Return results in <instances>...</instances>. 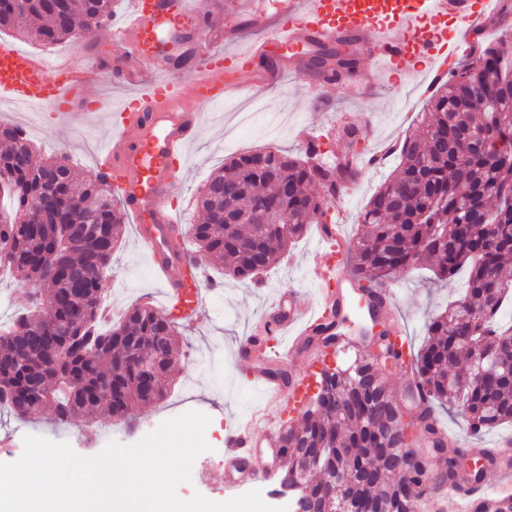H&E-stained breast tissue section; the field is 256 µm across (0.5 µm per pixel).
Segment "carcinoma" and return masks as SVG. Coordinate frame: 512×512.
<instances>
[{
  "label": "carcinoma",
  "instance_id": "obj_1",
  "mask_svg": "<svg viewBox=\"0 0 512 512\" xmlns=\"http://www.w3.org/2000/svg\"><path fill=\"white\" fill-rule=\"evenodd\" d=\"M113 7L114 0H25L20 12L0 9V30L44 45L87 39ZM312 61L347 72L356 66L332 49H320ZM489 140L504 150L478 148ZM465 141L471 146L463 155ZM0 142L10 202L0 209L5 268L33 285L14 321L0 327V387L17 393L0 406L26 418L50 405L55 421L67 424L100 408L123 417L134 404L159 402L180 352L177 322L135 305L110 327L98 326L123 223L120 199L98 173L82 172L64 157L35 161L33 141L11 123H0ZM361 174L347 164L310 166L281 149L236 154L199 191L203 222L191 225L198 252L222 262L224 274L252 280L276 265L343 184ZM21 211L34 213L32 222L15 223ZM280 216L288 227L275 223ZM358 224L362 234L347 258L368 292L421 260L433 263L440 280L467 270L464 296L430 320L416 371L427 397L466 403L473 431L512 423V370L496 366L500 348L512 343V325L497 323L512 298V50L503 41L449 69L422 132L405 138L395 173ZM144 359L147 370L140 369ZM324 392L327 411L308 407L300 426L287 427L288 450L274 482L301 470L327 473L341 483L343 512H361L368 503L417 512L432 491L426 467L417 461L398 468L409 435L398 426L383 370L373 367L370 353L336 366ZM305 455L317 465L306 469Z\"/></svg>",
  "mask_w": 512,
  "mask_h": 512
}]
</instances>
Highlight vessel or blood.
<instances>
[{
    "mask_svg": "<svg viewBox=\"0 0 512 512\" xmlns=\"http://www.w3.org/2000/svg\"><path fill=\"white\" fill-rule=\"evenodd\" d=\"M269 1L277 26L239 50L235 29L213 33L185 0H133L124 20L98 34L115 51L103 66L111 69L114 86L126 92L115 104L85 97L100 68L68 61L55 64L0 41V100L43 106L65 119L79 107L110 111L112 136L99 150L98 170L119 194L137 241L162 281L167 307L190 325L202 314L205 272L202 264L189 261L181 246L174 184L187 164V148L203 127L198 104L263 96L286 72L301 70L300 59L281 56L280 48L302 44L351 43L369 54L376 61L374 69H358L354 76L363 90L395 73L406 58L425 59L424 83L430 88L446 78L449 58L473 50L489 19L498 16L503 6L502 0H249V14H257ZM172 25L194 34L188 80L179 72L159 74L146 66L148 58L157 54L163 30ZM324 239L315 273L329 289L322 293L320 304L304 308L294 296L282 295L267 314L272 335L288 340L286 348L276 353L285 363L306 361L308 336L330 335L331 325H344L362 304L352 275L337 262L348 249L340 226H329ZM239 354L254 363L253 381L270 394L259 418L268 443H275L285 414L301 411L305 383L300 380L284 387L261 367L255 338H247ZM224 446L235 461L224 474L226 489L259 481L263 461L251 423L231 428ZM511 452V442H499L496 450L484 453L485 476L460 473L437 481L436 486L452 499L456 512H512V462L507 459ZM490 473L496 483L487 482Z\"/></svg>",
    "mask_w": 512,
    "mask_h": 512,
    "instance_id": "b4317fda",
    "label": "vessel or blood"
}]
</instances>
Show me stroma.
<instances>
[{
  "label": "stroma",
  "instance_id": "obj_1",
  "mask_svg": "<svg viewBox=\"0 0 512 512\" xmlns=\"http://www.w3.org/2000/svg\"><path fill=\"white\" fill-rule=\"evenodd\" d=\"M429 97L425 87L408 85L406 76L360 94L350 83L335 84L313 97L305 90L300 77L288 74L283 82L261 101V117L242 140L240 151L303 149L310 140H318L329 155L344 154L351 128H361L372 145L399 144L406 136L417 133L423 107ZM201 136L188 148V165L175 187L183 227L200 223L194 199L208 175L229 156L224 148V105L204 104ZM112 135L108 113L97 114L85 122L61 123L50 113H43L35 140L37 154L65 156L77 166L96 169V151ZM393 166L384 163L365 170L353 193L335 206L338 224L347 236L359 228L358 216L381 181ZM319 229L309 225L306 232L285 253L280 264L261 274L259 282H241L224 275L218 260L206 262V276L212 287L205 290L204 322L185 329L179 366L168 383L167 395L160 403L135 407L125 421H113L103 415L77 418L59 425L50 410H41L29 418L18 419L0 411V463L17 461L24 451V438L35 435L56 442H68L83 457L98 455L112 441L123 445L138 443L164 421L186 411L207 414L211 422L205 431L210 449L194 461L190 482L180 484L177 494L188 499L199 493L220 502L226 494L219 474L231 461L224 446L227 427L248 417L263 403L264 391L249 380L252 366L237 355L238 347L253 325L282 292L291 290L305 306L317 302V285L312 275L318 248ZM396 299L397 314L404 322L413 348H421L426 336V322L447 306L450 299L462 294L465 273L452 281L436 282L427 265H419L389 282ZM104 296L113 310L146 304L154 310L163 308V288L147 256L140 250L132 230H125L115 255L114 275L104 286ZM441 425L468 448H491L498 440L511 438L512 426L503 425L471 436L458 412H440Z\"/></svg>",
  "mask_w": 512,
  "mask_h": 512
}]
</instances>
